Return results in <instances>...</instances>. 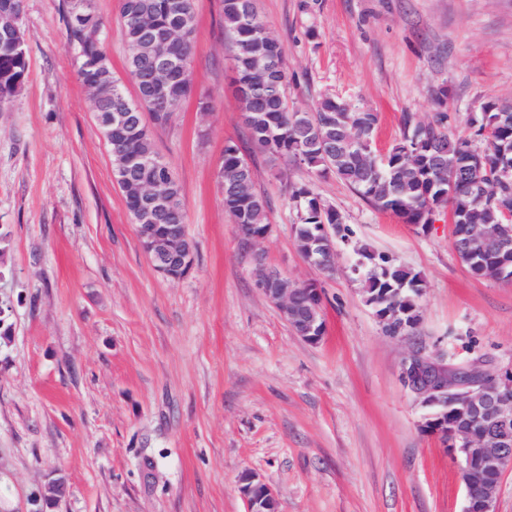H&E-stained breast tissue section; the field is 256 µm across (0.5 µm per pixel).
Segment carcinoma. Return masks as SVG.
<instances>
[{
	"label": "carcinoma",
	"instance_id": "obj_1",
	"mask_svg": "<svg viewBox=\"0 0 512 512\" xmlns=\"http://www.w3.org/2000/svg\"><path fill=\"white\" fill-rule=\"evenodd\" d=\"M224 30L235 46L234 84L243 111L249 115L247 137L272 161L299 164L321 175L346 182L373 207L389 212L405 224L426 230L434 212L442 209L454 218L453 248L471 273L487 280L512 276V253L505 255L493 243L476 244L469 233L488 224H504L512 232V175L500 173L501 161L512 162V98H491L477 112L468 113L466 133L452 131L451 117L437 112L426 121L410 113L402 119L400 137L383 157L375 155L373 133L378 113L354 108L333 96L321 98L310 112L288 107L286 50L268 38L255 0H222ZM120 15L129 48L127 72L139 95L130 96L112 71L102 45L88 40L84 29H104L94 0H68L66 39L75 52L77 76L91 92L95 119L106 112H148L154 127L166 128L191 93V73L173 78L169 100L161 108L144 96L156 58L154 52L185 55V66L195 42V0H121ZM29 71L27 42L8 23L0 21V110L22 88ZM113 167L120 157L138 156L143 165L117 181L126 206L142 186L155 179L168 182L169 212L157 224H183L181 188L171 166L150 164L158 156L153 131L128 121L112 125L109 146ZM247 159L235 143L224 146L222 186L224 210L251 232L267 224L268 202L255 188L254 173H245ZM297 210L295 240L300 252L315 260L346 238L341 213L314 190L302 184L291 190ZM358 254L370 265L363 289L375 313L408 312L420 322L423 291L419 274L384 253L367 248Z\"/></svg>",
	"mask_w": 512,
	"mask_h": 512
}]
</instances>
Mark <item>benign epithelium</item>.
<instances>
[{"mask_svg": "<svg viewBox=\"0 0 512 512\" xmlns=\"http://www.w3.org/2000/svg\"><path fill=\"white\" fill-rule=\"evenodd\" d=\"M182 68L181 58L170 55L156 67L150 90L157 99H166L169 74ZM166 195V185L150 186L133 209L132 221L147 231L142 248L155 270L165 278L181 279L194 264L191 251L182 243L185 227L150 223ZM254 261L259 267L256 287L279 308L299 338L319 343L324 334L321 288L311 285L302 302L301 289L287 277L264 266L257 255ZM401 379L430 409L422 427L439 436L458 467L466 491L463 512H496L499 481L505 471L512 470V370L452 366L439 353L419 349L402 363ZM239 491L247 512H280L278 495L254 473L241 474Z\"/></svg>", "mask_w": 512, "mask_h": 512, "instance_id": "benign-epithelium-1", "label": "benign epithelium"}]
</instances>
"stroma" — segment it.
I'll return each mask as SVG.
<instances>
[{"instance_id":"35a3bbf8","label":"stroma","mask_w":512,"mask_h":512,"mask_svg":"<svg viewBox=\"0 0 512 512\" xmlns=\"http://www.w3.org/2000/svg\"><path fill=\"white\" fill-rule=\"evenodd\" d=\"M103 50L126 78L120 0H95ZM66 0H25L29 76L0 112V512H246L243 472L282 512H462L459 470L422 431L403 384L411 349L449 363L512 367V281L474 277L447 211L429 229L374 209L344 181L279 173L248 145L231 83L222 0H196L193 91L156 149L182 187L194 265L154 269L114 179L112 158L66 44ZM287 50L291 108L325 96L379 114L378 152L402 116L430 119L439 89L467 113L512 95V0H257ZM241 145L269 203L266 266L323 290L324 337H297L255 286V264L224 210V146ZM344 217L336 271L294 241L290 187ZM394 256L425 281L416 335H385L353 268L358 248ZM62 487L45 505L51 485Z\"/></svg>"}]
</instances>
